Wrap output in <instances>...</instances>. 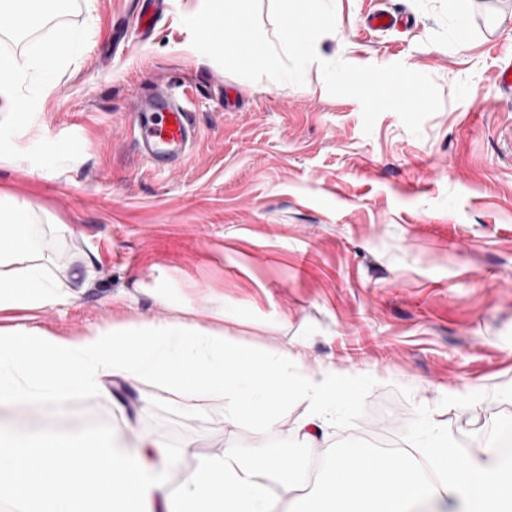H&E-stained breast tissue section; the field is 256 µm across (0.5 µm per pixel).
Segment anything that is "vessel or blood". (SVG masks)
Instances as JSON below:
<instances>
[{
    "instance_id": "b4317fda",
    "label": "vessel or blood",
    "mask_w": 512,
    "mask_h": 512,
    "mask_svg": "<svg viewBox=\"0 0 512 512\" xmlns=\"http://www.w3.org/2000/svg\"><path fill=\"white\" fill-rule=\"evenodd\" d=\"M399 20L397 11L377 9L365 18L364 25L371 30H391ZM133 127V143L138 153L156 167H176L185 162L196 135L189 112L160 85L140 101Z\"/></svg>"
}]
</instances>
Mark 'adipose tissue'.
<instances>
[{"mask_svg": "<svg viewBox=\"0 0 512 512\" xmlns=\"http://www.w3.org/2000/svg\"><path fill=\"white\" fill-rule=\"evenodd\" d=\"M76 47L66 30L42 46L35 66L43 82ZM36 222L30 203L0 197V314H32L70 297L68 281L40 259ZM199 314L186 304L176 318H142L70 338L0 325V404L60 403L103 390L112 379L153 381L174 394L224 399L233 422L267 423L280 406L305 402L309 411L295 431L316 440L348 379L329 367L308 370L287 350L259 355L241 348L223 327L202 325ZM141 446L131 455L53 434L0 439V498L14 512H274L269 481L288 492L305 477L302 459L263 450L244 458L228 447L221 458H199L170 490L151 482L144 465L151 443ZM427 494L446 495L448 512H512V463L492 447L469 454L445 433L416 446L407 464L351 450L336 455L332 478L310 495L307 512H398Z\"/></svg>", "mask_w": 512, "mask_h": 512, "instance_id": "obj_1", "label": "adipose tissue"}]
</instances>
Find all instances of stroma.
I'll list each match as a JSON object with an SVG mask.
<instances>
[{
	"label": "stroma",
	"instance_id": "35a3bbf8",
	"mask_svg": "<svg viewBox=\"0 0 512 512\" xmlns=\"http://www.w3.org/2000/svg\"><path fill=\"white\" fill-rule=\"evenodd\" d=\"M70 4L63 25L78 51L50 90L34 70L16 83V114L0 127V195L37 210L45 263L71 285L39 326L74 337L173 318L216 294L237 345L298 352L359 383L312 443L293 431L306 405L232 424L222 398L149 381L22 414L0 405V427L107 430L121 448L145 437L186 449L192 464L229 445L305 456L301 487H269L284 507L346 448L378 452L389 436L408 449L428 427L474 450L495 441L512 422V95L497 83L512 56V0H335L322 59L400 63L436 82L442 106L417 136L392 111L364 134L360 102L328 93L318 65L301 86L225 71L181 21L200 0H166L148 34L135 0ZM387 7L408 28L365 30V15ZM162 79L197 130L174 169L147 163L132 141L138 97Z\"/></svg>",
	"mask_w": 512,
	"mask_h": 512
}]
</instances>
